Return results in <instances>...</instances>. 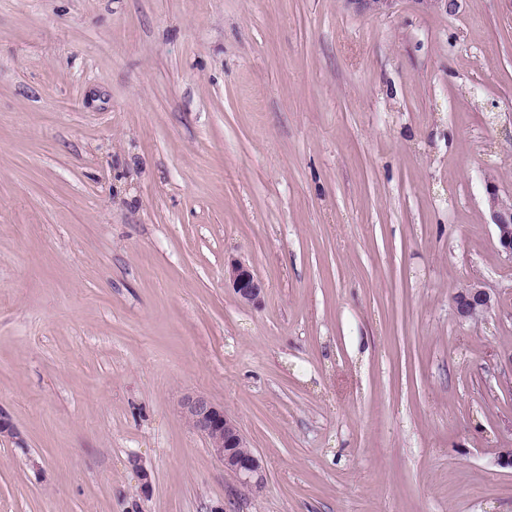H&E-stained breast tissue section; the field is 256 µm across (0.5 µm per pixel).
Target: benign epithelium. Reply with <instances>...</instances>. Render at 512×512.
<instances>
[{
  "instance_id": "1",
  "label": "benign epithelium",
  "mask_w": 512,
  "mask_h": 512,
  "mask_svg": "<svg viewBox=\"0 0 512 512\" xmlns=\"http://www.w3.org/2000/svg\"><path fill=\"white\" fill-rule=\"evenodd\" d=\"M360 11L387 14L398 0H349ZM489 204L496 240L500 251L512 257V202L499 196L497 190L489 192ZM238 299L244 304L256 305L264 292L262 282L253 270L240 260H232L224 268ZM494 306V299L484 288L472 285L454 297V308L462 320H478ZM181 414L190 428L208 443L213 456L224 465L243 489L259 488L265 481V467L260 456L246 450L247 440L238 423L225 410L208 397L192 393L183 397ZM0 438L8 440L22 454L28 456L30 466L38 470L39 463L29 456V449L11 416L0 409Z\"/></svg>"
}]
</instances>
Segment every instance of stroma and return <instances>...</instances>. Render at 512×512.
<instances>
[{"label":"stroma","instance_id":"obj_1","mask_svg":"<svg viewBox=\"0 0 512 512\" xmlns=\"http://www.w3.org/2000/svg\"><path fill=\"white\" fill-rule=\"evenodd\" d=\"M491 183L512 0H0V408L41 465L0 441V512H512ZM473 284L497 304L464 321ZM224 277L229 280L238 299L244 304L256 305L264 292L262 282L253 270L240 260H231L224 268ZM180 408L190 428L207 441L213 456L238 480L241 488H259L264 484L262 458L243 449L248 448L247 440L224 406L203 394L192 393L183 397Z\"/></svg>","mask_w":512,"mask_h":512}]
</instances>
